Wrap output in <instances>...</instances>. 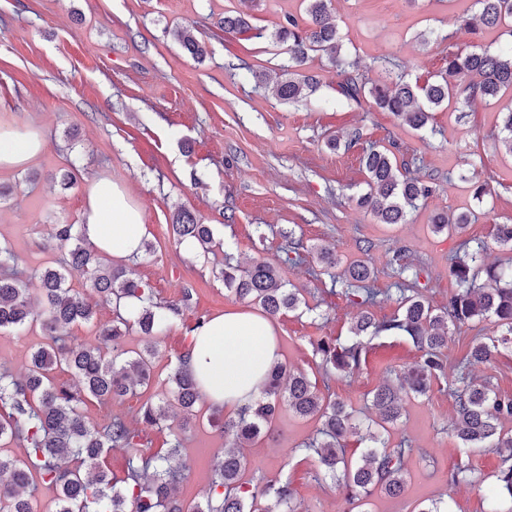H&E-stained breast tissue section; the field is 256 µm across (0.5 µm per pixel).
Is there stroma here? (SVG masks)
<instances>
[{"label": "stroma", "instance_id": "1", "mask_svg": "<svg viewBox=\"0 0 512 512\" xmlns=\"http://www.w3.org/2000/svg\"><path fill=\"white\" fill-rule=\"evenodd\" d=\"M473 0H331L342 54L370 83L394 78L390 61L404 65L407 82H421L445 65L449 52L479 44L497 51L512 38L501 29L473 36L457 32L455 17ZM302 0H0V128L20 127L41 134L46 146L19 168L0 167V186L11 187L0 202V241L8 243L19 270L38 295L39 274L55 265L59 251L42 240L56 224H78L89 185L109 178L125 186L141 207L149 229L151 253L125 259L131 276L148 284L159 300L194 291V303L176 325L161 334L155 361L154 392H162L177 355L192 339L201 317L252 312L228 292L216 267L224 260L248 267L254 260L278 262L285 233L305 246L304 260L282 265L286 282L305 291L312 310L274 321L282 361L311 380L328 382L336 399L373 417L367 393L418 357L411 341L380 336L358 375L325 378L311 342L320 336L346 338L360 313L358 306L332 295L331 276L323 271L317 247L334 248L343 260H364L374 272L378 299L375 319L398 308L399 277L391 258L404 251L424 283L423 294L436 308L447 304L457 283L449 259L464 246H483L486 263L512 252L493 239L497 224H512V156L501 143V112L512 98L496 103H452L433 113L426 128L413 130L372 100L354 103L337 91L336 70L313 55L309 71L319 88L306 99L288 102L261 84L259 74L275 75L288 66L284 46L271 33L286 15L300 14ZM243 14L250 32H222L224 13ZM190 25L206 47L196 59L173 35ZM352 140L348 149L331 150V135ZM393 142L396 153L413 163L412 174L432 183L433 192L405 223H379L357 207L365 174L360 156L373 143ZM76 166L70 190H60L57 171ZM476 170L492 194L473 197L462 175ZM36 181H29V174ZM211 225L213 253H185L171 233L178 207ZM476 214L462 234L434 233L431 217L444 211ZM499 330L492 320H474L451 329L446 351L449 374L473 337L490 340ZM40 326L23 335L0 333V367L22 373L29 354L42 346ZM405 412L392 440H412L410 480L402 497L374 493L371 512H413L420 502L437 500L449 512H490L489 490L501 458L488 450L474 456L478 481L451 483L448 472L464 454L451 423L453 400L432 385L426 396H406ZM236 409L214 410L207 401L185 432L180 460L187 466L178 495L200 501L211 483L214 456L224 446L220 426ZM276 433L249 450L252 473L265 481H290L306 512H344L335 484L314 481V459L303 452L317 424L281 409Z\"/></svg>", "mask_w": 512, "mask_h": 512}]
</instances>
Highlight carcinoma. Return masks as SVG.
Instances as JSON below:
<instances>
[{
	"label": "carcinoma",
	"instance_id": "obj_1",
	"mask_svg": "<svg viewBox=\"0 0 512 512\" xmlns=\"http://www.w3.org/2000/svg\"><path fill=\"white\" fill-rule=\"evenodd\" d=\"M305 18L290 16L279 25L274 39L287 46L288 69L294 76L277 83L282 100H298L315 91L317 79L305 71L310 53L320 52L336 67L341 81L337 92L360 102L370 97L385 112L409 127L419 130L432 119L431 109L464 97L466 101H497L512 95V47L492 53L474 48L448 54V64L422 85L411 84L401 75L389 85H367L353 73V65L342 57V42L337 24L330 22V0H304ZM476 10H465L458 20V31L477 34L489 28H504L512 36V0H474ZM218 27L229 34L251 30L242 15H224ZM174 36L192 57L205 50L186 25L176 28ZM366 175V190L356 199L359 208L378 218L382 224H403L409 211L425 199L432 187L411 176L409 164L398 161L386 145L372 144L360 159ZM472 223L469 212L452 218L443 212L431 218L435 233L458 234ZM178 243L194 240L203 251L214 241L209 224L198 223L196 216L179 208L170 225ZM493 239L512 251V224L493 225ZM46 246L65 251L64 262L48 267L40 275L44 315L36 316L27 284L13 270L15 255L0 242V332H20L40 324L48 342L33 351L24 374L0 371V445L17 441L24 452L20 457L0 453V512H30L35 485L39 482L56 492L54 512H303L301 503L288 481H269L263 489L253 484L246 451L274 427L280 406L295 416L319 423L316 439L306 449L316 455V481L332 480L345 492L348 512H370L368 499L375 491L389 497L402 496L407 487L408 460L413 448L405 439L390 446L391 430L404 412L402 394L423 396L431 385L446 378L450 327L478 318L492 317L502 335L489 343L476 337L457 365L456 377L448 382V394L454 400L452 422L456 438L464 448L496 451L502 458L495 475L494 499L512 502V397L500 394L491 378L477 380L472 369L491 362L504 350L512 349V258L499 265H486L481 251L466 252L450 258V272L458 290L440 309L423 297L419 273L397 252L392 258L398 275L404 277L399 289L398 309L378 321L369 312L362 313L350 328L345 343L322 337L312 343L325 374L352 377L361 369L374 338L387 334L409 339L419 352L418 360L397 375L398 384L384 383L369 392L376 410L377 430L362 432V422L352 408L320 391L308 376L283 363L275 364L266 376L262 396L235 417L224 419L225 448L214 458V477L204 500L186 503L179 499L178 484L182 470L170 460L183 448L185 424L202 399V391L187 362V353L176 358L167 377L168 390L158 401H147L139 410L136 423L118 413H108L100 423H91L83 414L89 400L112 407L153 382V361L158 354L156 338L174 325L190 309L192 289L181 297L161 301L152 289L127 276L126 268L101 261L95 248L80 234L76 224H55ZM303 244L289 240L280 259L283 265L303 261ZM86 276L94 297H88L68 284L73 272ZM224 287L239 299L258 307L275 319L285 313L302 315L313 311L299 288H288L280 268L258 261L242 271L225 264L219 271ZM371 267L362 260L348 264L341 277L340 293L347 300L369 308L378 293L370 287ZM135 298L140 307L128 308ZM112 305L116 320L102 326L94 344L79 343L70 334L74 326L94 320L100 304ZM144 337L142 350L131 355L124 340L131 329ZM69 372L74 387L54 381L57 370ZM182 416L175 426L167 454L145 455L141 424H162ZM350 437L366 443L358 459L347 455L345 442ZM123 453L127 461L125 476L112 480L105 469L110 453ZM142 462L152 474H141L135 463ZM476 470L470 459L453 464L452 483L471 482ZM268 500L258 507L257 497Z\"/></svg>",
	"mask_w": 512,
	"mask_h": 512
}]
</instances>
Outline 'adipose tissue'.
I'll list each match as a JSON object with an SVG mask.
<instances>
[{"label": "adipose tissue", "instance_id": "1", "mask_svg": "<svg viewBox=\"0 0 512 512\" xmlns=\"http://www.w3.org/2000/svg\"><path fill=\"white\" fill-rule=\"evenodd\" d=\"M43 147L39 136L1 133L0 166H22ZM81 231L95 248L119 258L139 254L147 234L141 210L123 186L109 179L90 184ZM189 355L206 400L217 407L252 403L269 369L281 360L273 323L243 312L208 319L195 331Z\"/></svg>", "mask_w": 512, "mask_h": 512}]
</instances>
